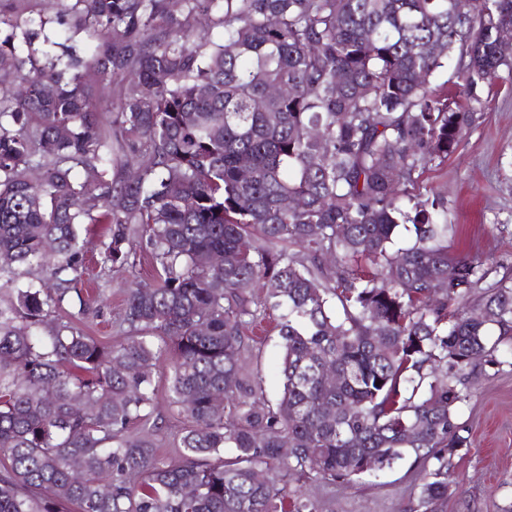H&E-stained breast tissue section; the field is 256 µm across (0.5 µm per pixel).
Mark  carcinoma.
<instances>
[{"label": "carcinoma", "mask_w": 512, "mask_h": 512, "mask_svg": "<svg viewBox=\"0 0 512 512\" xmlns=\"http://www.w3.org/2000/svg\"><path fill=\"white\" fill-rule=\"evenodd\" d=\"M61 2L35 25L0 0V71L23 88L0 98V512H319L291 484L407 460L409 512H437L471 445V376L512 365L488 340L512 341V284L470 302L489 270L448 254L444 193L412 190L467 134L470 112L433 82L448 56L470 103L512 78V0H475L469 19L452 0ZM109 89L118 134L98 120ZM99 223V271L154 270L113 344L67 310L89 274L80 227ZM47 268L51 288L33 274ZM271 315L274 400L250 336ZM169 350L187 425L163 456L153 374Z\"/></svg>", "instance_id": "cac0c4a2"}]
</instances>
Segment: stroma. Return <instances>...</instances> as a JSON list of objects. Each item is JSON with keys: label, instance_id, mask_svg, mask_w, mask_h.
<instances>
[{"label": "stroma", "instance_id": "35a3bbf8", "mask_svg": "<svg viewBox=\"0 0 512 512\" xmlns=\"http://www.w3.org/2000/svg\"><path fill=\"white\" fill-rule=\"evenodd\" d=\"M468 133L441 170L425 174L441 187L458 229L449 242L454 257L482 261L491 280L512 277V81L482 88ZM130 272L105 271L98 286L108 299L86 330L105 341L124 336L120 327ZM471 446L454 459L452 484L440 512H512V366L488 369L460 408ZM419 470L406 461L362 483L307 482L305 492L321 512H408Z\"/></svg>", "mask_w": 512, "mask_h": 512}]
</instances>
